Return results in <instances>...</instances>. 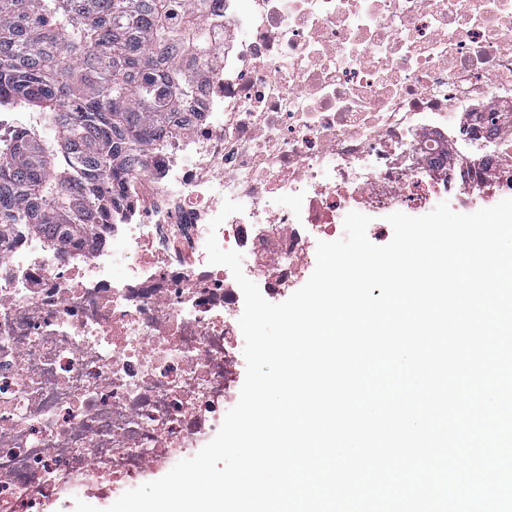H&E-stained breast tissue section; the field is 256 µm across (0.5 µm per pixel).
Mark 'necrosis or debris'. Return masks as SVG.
I'll list each match as a JSON object with an SVG mask.
<instances>
[{
    "label": "necrosis or debris",
    "instance_id": "obj_1",
    "mask_svg": "<svg viewBox=\"0 0 512 512\" xmlns=\"http://www.w3.org/2000/svg\"><path fill=\"white\" fill-rule=\"evenodd\" d=\"M202 90L95 243L0 244V507L48 512L93 473L131 485L224 419L244 297L269 302L351 206L512 194V0H224Z\"/></svg>",
    "mask_w": 512,
    "mask_h": 512
}]
</instances>
